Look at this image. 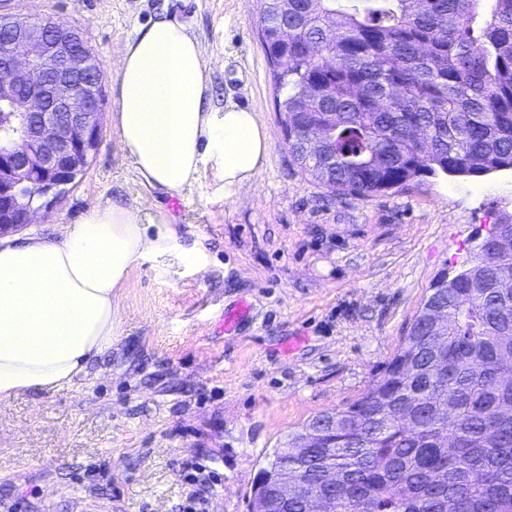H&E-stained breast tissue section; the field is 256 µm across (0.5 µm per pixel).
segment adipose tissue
<instances>
[{
	"label": "adipose tissue",
	"instance_id": "obj_1",
	"mask_svg": "<svg viewBox=\"0 0 512 512\" xmlns=\"http://www.w3.org/2000/svg\"><path fill=\"white\" fill-rule=\"evenodd\" d=\"M212 69L198 39L164 14L123 46L112 123L149 185L179 191L208 168L229 197L261 174L267 130L252 110L213 106ZM174 247L171 228L137 202L96 203L59 238L0 240V401L75 384L112 347L131 270Z\"/></svg>",
	"mask_w": 512,
	"mask_h": 512
}]
</instances>
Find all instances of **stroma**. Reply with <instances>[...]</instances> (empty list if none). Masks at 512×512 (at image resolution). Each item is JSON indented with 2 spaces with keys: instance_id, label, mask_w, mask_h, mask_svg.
<instances>
[{
  "instance_id": "obj_1",
  "label": "stroma",
  "mask_w": 512,
  "mask_h": 512,
  "mask_svg": "<svg viewBox=\"0 0 512 512\" xmlns=\"http://www.w3.org/2000/svg\"><path fill=\"white\" fill-rule=\"evenodd\" d=\"M81 31L103 71L104 142L87 175L33 230L61 236L96 202L163 215L175 249L118 291V336L74 385L0 402V502L13 512H181L189 465L205 512H248L289 433L365 392L430 286L470 240L512 217V171L427 178L369 197L331 192L293 161L259 38L260 0H0ZM164 13L215 66V105L256 112L271 151L225 197L212 171L178 193L146 184L119 151L115 69L136 29ZM248 321L217 329L238 301Z\"/></svg>"
}]
</instances>
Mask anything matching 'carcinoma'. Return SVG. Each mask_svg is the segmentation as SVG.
I'll list each match as a JSON object with an SVG mask.
<instances>
[{"mask_svg":"<svg viewBox=\"0 0 512 512\" xmlns=\"http://www.w3.org/2000/svg\"><path fill=\"white\" fill-rule=\"evenodd\" d=\"M288 0L293 40L262 0L265 52L287 57L279 111L328 126L301 168L338 193L398 191L426 177L512 170V0ZM319 40L332 54L307 59ZM512 250L431 287L444 326L418 312L408 336L356 400L319 414L304 459L277 448L274 493L288 475L336 512H512Z\"/></svg>","mask_w":512,"mask_h":512,"instance_id":"carcinoma-1","label":"carcinoma"}]
</instances>
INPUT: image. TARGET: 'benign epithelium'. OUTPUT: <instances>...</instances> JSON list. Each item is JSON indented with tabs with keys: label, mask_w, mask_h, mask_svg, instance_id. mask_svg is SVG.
Listing matches in <instances>:
<instances>
[{
	"label": "benign epithelium",
	"mask_w": 512,
	"mask_h": 512,
	"mask_svg": "<svg viewBox=\"0 0 512 512\" xmlns=\"http://www.w3.org/2000/svg\"><path fill=\"white\" fill-rule=\"evenodd\" d=\"M106 100L101 64L76 28L51 16L0 12V236L26 229L92 167L103 142ZM300 152L325 136L310 123ZM509 240L479 237L470 257L485 259Z\"/></svg>",
	"instance_id": "7a95c632"
}]
</instances>
